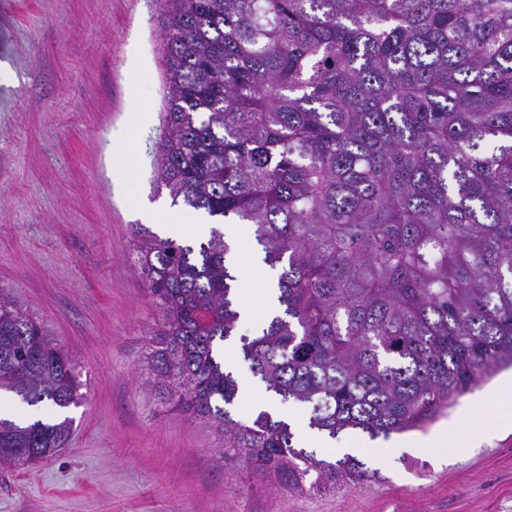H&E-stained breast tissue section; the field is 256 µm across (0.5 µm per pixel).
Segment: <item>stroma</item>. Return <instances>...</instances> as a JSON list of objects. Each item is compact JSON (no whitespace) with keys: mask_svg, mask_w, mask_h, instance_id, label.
<instances>
[{"mask_svg":"<svg viewBox=\"0 0 512 512\" xmlns=\"http://www.w3.org/2000/svg\"><path fill=\"white\" fill-rule=\"evenodd\" d=\"M157 0H0V286L77 365L83 399L66 448L0 469V512H512V431L493 433L489 376L422 428L444 448L355 432L316 448L353 454L376 479L293 492L221 452L216 430L161 411L140 361L158 309L133 230L194 238L205 212L172 205L152 177L165 83ZM126 187L115 192L113 180ZM256 244L232 249L238 304L270 296Z\"/></svg>","mask_w":512,"mask_h":512,"instance_id":"obj_1","label":"stroma"}]
</instances>
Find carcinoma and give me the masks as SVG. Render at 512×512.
Here are the masks:
<instances>
[{
    "label": "carcinoma",
    "mask_w": 512,
    "mask_h": 512,
    "mask_svg": "<svg viewBox=\"0 0 512 512\" xmlns=\"http://www.w3.org/2000/svg\"><path fill=\"white\" fill-rule=\"evenodd\" d=\"M160 2L154 181L175 205L250 225L279 308L238 336L224 233L183 244L137 224L163 316L142 372L160 405L292 491L363 481L359 459L295 447L267 410L235 419L224 342L335 441L420 428L512 361V0ZM80 387L0 287V391L66 409ZM72 429L0 419V463L47 460Z\"/></svg>",
    "instance_id": "obj_1"
}]
</instances>
